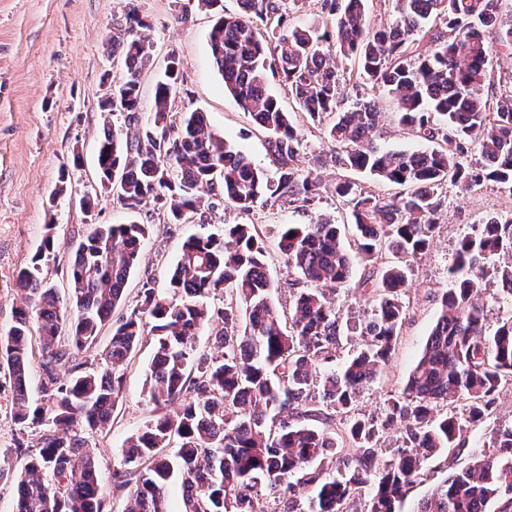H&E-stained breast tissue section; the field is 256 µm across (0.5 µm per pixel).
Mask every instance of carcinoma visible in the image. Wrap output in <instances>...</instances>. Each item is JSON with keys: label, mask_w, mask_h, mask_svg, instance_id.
I'll return each instance as SVG.
<instances>
[{"label": "carcinoma", "mask_w": 512, "mask_h": 512, "mask_svg": "<svg viewBox=\"0 0 512 512\" xmlns=\"http://www.w3.org/2000/svg\"><path fill=\"white\" fill-rule=\"evenodd\" d=\"M137 0H128L125 27L112 35L125 78L101 107L124 118L128 130L104 127L97 144L101 189L123 208L169 205L180 223L197 210L202 194L251 210L271 199L308 202L321 177L295 167L299 145L291 115L269 92L267 72L277 70L298 109L313 121L331 119L327 137L342 149L340 161L373 179L407 188L394 198L356 192L348 182L336 195L352 197V216L363 260L372 266L360 287L374 306L359 324V350L336 362L343 334L330 293L351 275V257L338 225L319 218L284 224L277 236L284 284L292 294L288 328L273 305L274 282L264 235L253 224H229L220 234L183 242L170 286L184 296L169 301L145 281L129 313L112 319L137 267L150 227L134 222L92 224L67 266L62 299L41 276L57 261L55 225L49 224L29 266L16 282L25 306L0 332V370L10 386L12 417L40 429L37 447L18 445L24 460L16 474L7 460L0 481H16L17 512H102L100 471L86 434L106 429L121 393V367L150 335L154 354L145 382L155 418L132 440L113 487L124 492L126 512H173L168 486L180 483V512H396L424 464L443 451L459 452L468 434L490 415L500 389L512 385V310L486 325L480 301L489 270L512 300V217H489L462 238L449 268L452 285L439 294V316L422 355L399 393H389L379 417L356 408L364 387L386 367L407 319L405 295L411 262L429 246L438 227V190L450 181L491 182L512 195V92L490 103L478 95L489 76L493 48L483 31L498 24L495 0H396L380 27L370 24L365 0H322L335 17L332 31L288 26L282 0H238L239 11L218 16L209 34L215 66L229 92L270 135L279 177L272 180L223 134L205 113L171 119L181 90L179 60L157 81L154 109L139 123V75L150 59L147 27ZM447 32L434 49L414 57L408 41L428 25ZM353 56L366 80L397 103L394 120L435 142L431 151H396L376 141L381 112L373 101L338 109L334 54ZM473 149L480 167L464 162ZM389 252L393 260L379 261ZM222 291L230 300L210 308ZM110 326L96 370L81 354ZM210 328L217 354L195 349ZM40 369L39 397L30 394L33 358ZM71 365V376L59 371ZM343 421L344 434L333 424ZM320 422L324 427L312 425ZM404 424L403 446L382 457L380 432ZM348 440L355 457L334 474L327 460ZM512 512V423L496 428L488 449L422 498L414 512Z\"/></svg>", "instance_id": "obj_1"}]
</instances>
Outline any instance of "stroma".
<instances>
[{"label": "stroma", "mask_w": 512, "mask_h": 512, "mask_svg": "<svg viewBox=\"0 0 512 512\" xmlns=\"http://www.w3.org/2000/svg\"><path fill=\"white\" fill-rule=\"evenodd\" d=\"M127 0H0V331L8 329L23 295L16 287L18 271L29 265L47 225H54L59 261H66L91 224H147L151 233L144 243L140 264L130 276L125 299L115 316L129 312L139 300L145 280L160 293H168L171 271L184 239L192 234L221 231L227 224H257L267 237L268 268L275 283L272 293L278 308H287L290 294L282 274L283 260L276 233L284 224H307L319 217L334 220L345 244H352V208L338 198L336 185L348 180L357 190L391 198L400 186L371 179L363 172L335 163L338 149L325 134L324 124L299 112L280 76H271L270 92L284 111L293 113L299 130L297 165L317 168L322 187L309 202L268 201L250 211L225 205L221 198L203 196L197 212L186 213L182 223L169 221L167 209L146 206L138 211L122 208L112 198H101L93 213L80 206L84 194L99 189L96 147L107 121L99 108L110 88L125 75L120 55L105 46L117 26L125 21ZM138 9L149 23L146 32L151 57L140 75V117L153 110L156 82L169 55L181 64L183 85L172 104L173 115L188 110L205 112L212 128L224 134L255 164L275 172L266 132L224 90V81L209 51L208 34L214 16L198 0H138ZM340 98L343 105L355 100H376L383 114L377 142L387 149L428 150L431 142L394 121V100L381 88L371 87L360 74L355 58L337 57ZM68 169L67 192L50 202L61 169ZM443 205L433 241L409 276L407 320L385 370L366 388L357 403L366 416L380 415L388 392L403 388L418 362L436 320V294L448 287V270L455 248L464 235L486 217L512 214V196L486 182L469 188L445 183ZM368 268L353 257L351 278L337 289L336 310L345 326L339 357L352 355L359 339L352 331L371 302L360 283ZM153 354L144 342L123 367L124 387L107 429L94 433V448L103 489V512H125L126 496L113 490L112 472L123 465L130 437L148 424L154 407L144 391L145 374ZM512 422V386L502 388L493 413L469 437L466 452H480L495 425Z\"/></svg>", "instance_id": "35a3bbf8"}]
</instances>
